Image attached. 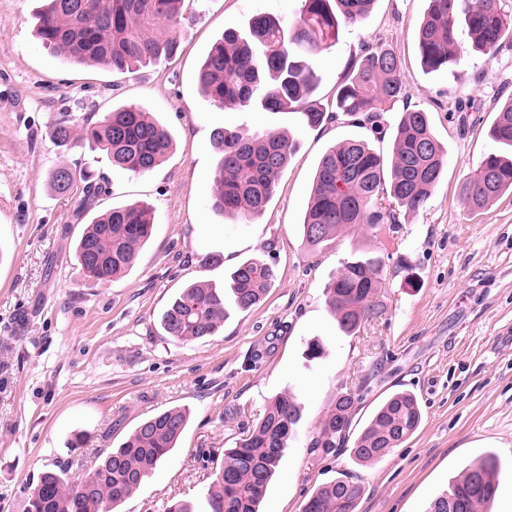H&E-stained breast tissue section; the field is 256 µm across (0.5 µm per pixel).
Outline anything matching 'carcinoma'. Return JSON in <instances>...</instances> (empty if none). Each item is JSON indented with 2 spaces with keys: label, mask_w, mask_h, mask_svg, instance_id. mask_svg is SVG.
Here are the masks:
<instances>
[{
  "label": "carcinoma",
  "mask_w": 512,
  "mask_h": 512,
  "mask_svg": "<svg viewBox=\"0 0 512 512\" xmlns=\"http://www.w3.org/2000/svg\"><path fill=\"white\" fill-rule=\"evenodd\" d=\"M291 23L258 14L240 29L230 26L213 43L199 70L202 95L219 106L257 105L270 112L299 114L303 126H320L326 108L312 99L318 83L313 60L336 42L343 25L364 19L375 0H302ZM428 0L417 32L422 64L431 71L455 64L456 28L463 23L472 48L494 56L512 38V14L498 0ZM183 0H46L38 15L37 34L43 44L77 63L103 65L112 72L132 73L138 67L173 54ZM403 93L401 62L387 48L367 49L357 67L336 92V111L368 122L377 134L382 113ZM62 146L93 144L112 165L147 174L163 164L172 141L167 129L132 105L89 118L79 124L63 118L52 129ZM495 142L512 147V100L499 111L489 130ZM219 155L213 175L212 207L226 217L249 220L264 212L277 179L297 147L292 135L246 128L220 129L213 134ZM448 166V150L435 136L428 114L407 110L393 132V164L385 180L383 160L362 140L328 150L317 165L302 223L306 243L319 248L342 231L373 229L398 222L397 212L418 211L439 184ZM82 179V217L103 187L84 173L60 169L52 185L67 193ZM512 192V156L491 153L461 187L472 211ZM154 217L149 204L113 207L96 216L78 241L75 259L83 278L110 282L135 265L148 241ZM381 261L363 257L345 263L329 288V307L339 328L355 333L376 314L373 297L383 284ZM274 272L251 258L229 276L224 293L206 284L183 289L165 310L161 327L172 341L185 343L216 335L227 319L226 296L238 311L258 305L269 291ZM358 399L340 392L320 419L308 443L315 456L349 452L361 464L382 460L419 428L422 413L415 395L397 392L376 410L355 441L350 430ZM300 411L286 395L268 401L262 417L235 443L208 489L210 512H259L276 467ZM188 422L185 411L171 408L139 424L116 448H103L94 466L80 480L67 468L47 469L28 488L24 512H117L157 465L175 448ZM499 459L487 454L468 465L461 477L437 496L427 512H488L498 487ZM363 486L347 477L319 488L303 512H356Z\"/></svg>",
  "instance_id": "1"
}]
</instances>
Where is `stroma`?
I'll list each match as a JSON object with an SVG mask.
<instances>
[{"mask_svg":"<svg viewBox=\"0 0 512 512\" xmlns=\"http://www.w3.org/2000/svg\"><path fill=\"white\" fill-rule=\"evenodd\" d=\"M40 6L0 0V512H23L27 488L44 470L64 464L80 478L97 449L118 446L140 421L172 407L189 409V425L120 512H167L177 501L209 512L207 488L225 449L282 393L301 419L261 512H302L314 491L344 475L364 488L358 512H426L488 453L501 462L491 512H512V195L477 212L460 195L482 158L503 150L488 131L512 98V46L482 55L461 28L460 65L423 68L415 36L427 0H375L362 21L341 28L315 62V99L334 100L364 47L394 50L404 96L385 120L397 124L408 108L428 112L448 169L399 223L342 232L315 249L301 223L322 156L357 139L388 163L392 136L376 138L369 124L333 113L302 128L286 111L217 106L197 83L225 28L264 13L293 18L301 0H184L176 55L132 74L73 66L46 49L35 30ZM128 104L171 135L166 161L150 173H129L102 151L68 149L51 136L63 117L96 120ZM240 126L292 132L297 149L264 213L233 222L211 204L212 136ZM62 168L91 172L106 187L96 212L152 205V237L121 278L94 285L80 275L83 184L55 193L51 178ZM364 255L385 263L376 294L382 313L348 335L326 288L342 263ZM253 257L275 272L262 303L231 311L217 336L183 344L164 336L160 316L182 288H223ZM316 341L324 351L313 356ZM342 390L359 399L352 435L399 390L417 397L421 425L371 466L345 452L310 455L314 428ZM77 433L84 440L75 446Z\"/></svg>","mask_w":512,"mask_h":512,"instance_id":"1","label":"stroma"}]
</instances>
